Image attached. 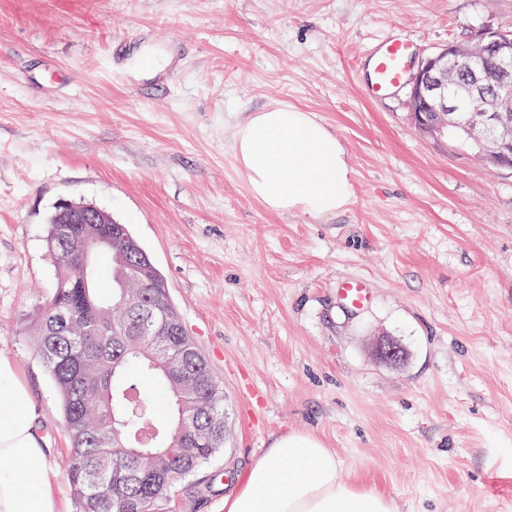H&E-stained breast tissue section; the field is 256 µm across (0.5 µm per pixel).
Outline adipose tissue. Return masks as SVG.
Wrapping results in <instances>:
<instances>
[{"mask_svg":"<svg viewBox=\"0 0 512 512\" xmlns=\"http://www.w3.org/2000/svg\"><path fill=\"white\" fill-rule=\"evenodd\" d=\"M232 152L254 197L276 213L327 217L353 196L342 143L311 113L272 107L234 128ZM42 415L17 367L0 357V512H59ZM226 512H395L391 500L341 480L333 449L291 433L273 442L224 500Z\"/></svg>","mask_w":512,"mask_h":512,"instance_id":"1","label":"adipose tissue"}]
</instances>
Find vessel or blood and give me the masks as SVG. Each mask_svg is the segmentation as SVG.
I'll use <instances>...</instances> for the list:
<instances>
[{
  "instance_id": "obj_1",
  "label": "vessel or blood",
  "mask_w": 512,
  "mask_h": 512,
  "mask_svg": "<svg viewBox=\"0 0 512 512\" xmlns=\"http://www.w3.org/2000/svg\"><path fill=\"white\" fill-rule=\"evenodd\" d=\"M416 53L413 39L404 34H392L373 44L362 56L363 90L374 101L400 93L406 86ZM344 305L352 310L362 309L371 297L366 279L342 282L339 289Z\"/></svg>"
}]
</instances>
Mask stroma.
Segmentation results:
<instances>
[{
	"mask_svg": "<svg viewBox=\"0 0 512 512\" xmlns=\"http://www.w3.org/2000/svg\"><path fill=\"white\" fill-rule=\"evenodd\" d=\"M486 27H512V0H0V357L44 415L61 512H77L70 439L33 324L62 199L129 226L224 387L223 448L155 512H225L291 432L396 512H512V169L437 145L406 93L370 101L356 73L393 29L423 54ZM122 39L140 49L118 70ZM176 41L170 87L137 93ZM278 105L345 146V211L278 214L251 194L233 126ZM352 277L371 285L360 310L338 292ZM385 337L403 363L379 358Z\"/></svg>",
	"mask_w": 512,
	"mask_h": 512,
	"instance_id": "stroma-1",
	"label": "stroma"
}]
</instances>
